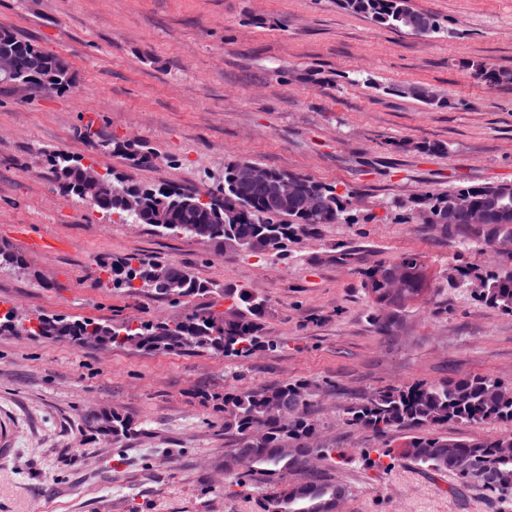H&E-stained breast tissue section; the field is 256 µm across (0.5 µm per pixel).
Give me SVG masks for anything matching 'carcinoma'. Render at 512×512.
<instances>
[{
  "label": "carcinoma",
  "mask_w": 512,
  "mask_h": 512,
  "mask_svg": "<svg viewBox=\"0 0 512 512\" xmlns=\"http://www.w3.org/2000/svg\"><path fill=\"white\" fill-rule=\"evenodd\" d=\"M340 4L344 10L389 29L421 28L427 35L442 30L435 16L414 10L409 0H340ZM5 55L13 59L11 80L28 82L47 94L69 89L71 73L65 59L3 30L0 57ZM468 68L476 78L512 83L511 70L494 69L481 62H472ZM44 163L67 195L85 201L78 190L79 160L54 152L45 155ZM235 167L234 162L224 165V176L204 195L173 187L146 186L131 178L105 174L101 197L93 207L133 224L148 225L162 234L192 236L229 252L262 255L271 260L283 256L293 237L311 234L327 224L353 223L346 207L350 197L347 192L339 194L335 187L308 175L271 169V177H295L317 198L314 210L306 208L300 197L285 205L272 199L259 185L237 182ZM470 193L474 203L485 211V225L473 230L462 220L456 234L482 249L493 248L496 237H512V184L507 182L430 194V203L418 212V217L431 224L435 209L448 206V199L455 195ZM131 194L143 197V205L136 212L128 211L124 205ZM205 195L212 202H202ZM161 264L167 268V275L157 280L152 273ZM0 266L23 269L25 257L0 246ZM389 269L404 276L410 299L421 295L425 282L422 256L412 251L394 261L381 262L365 274L363 287L373 305L372 319L384 332L397 328L403 313L409 310V305L400 301L395 304L393 319L379 317V306L387 295L384 273ZM106 272L113 288L152 293L176 307L184 306V311L170 320L137 325L72 320L62 315L39 317L29 329L31 335L64 336L74 342L91 336L102 346L131 345L146 352L207 351L240 361L261 348L274 346L264 332L267 300L251 287L216 288L199 281L189 267L159 258L123 257L112 261ZM475 281L480 283L477 292L486 304L512 314L511 266L477 275ZM211 295L227 301L228 306L218 310L214 305H186L189 297ZM500 389L498 380L480 375L385 386L348 405L345 414L349 421L381 439V446L374 449L377 460L394 457L390 435L407 431L409 435L399 455L433 471L446 472L464 485L477 484L494 496L508 499L512 497V458L503 457L501 448L512 442V434L456 439L435 432L436 427L450 422H512V399L504 398ZM313 396L311 384L304 381L224 394V430L238 435L237 447L228 456L247 449L241 464L243 477L237 486L246 488L253 479L274 476L284 480L281 490L264 500L263 512H329L330 503L347 496L344 486L303 471L300 450L317 435L316 424L308 414ZM273 406L282 407L276 416L269 414ZM96 422L105 436L118 438L130 430L129 422L112 410L100 413Z\"/></svg>",
  "instance_id": "obj_1"
}]
</instances>
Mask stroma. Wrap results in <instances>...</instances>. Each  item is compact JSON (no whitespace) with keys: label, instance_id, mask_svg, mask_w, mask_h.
<instances>
[{"label":"stroma","instance_id":"35a3bbf8","mask_svg":"<svg viewBox=\"0 0 512 512\" xmlns=\"http://www.w3.org/2000/svg\"><path fill=\"white\" fill-rule=\"evenodd\" d=\"M411 4L443 32L389 30L339 0H0V30L59 54L73 77L66 93L23 100L0 81V243L28 261L0 267V313L174 317L166 300L99 283L112 258L156 256L219 287L256 288L277 342L240 362L0 335V512H263L280 483L242 488L225 470L238 437L224 429L223 398L299 381L318 387L310 415L322 445L344 454L314 467L346 487L342 512H512V498L406 458L371 465L375 436L344 412L387 385L468 375L512 384V315L453 281L498 270L503 257L412 216L425 192L512 183V83L465 67L512 70V0ZM413 85L433 98L407 95ZM116 138L154 163L113 153ZM419 143L439 149L421 153ZM58 151L185 192L250 159L350 192L357 221L289 241L276 262L224 253L67 197L43 164ZM26 235L46 250H27ZM408 250L433 291L385 335L363 274ZM102 409L132 432L101 436ZM471 74L492 83H512V71L500 70L490 67L486 63L472 62L468 64Z\"/></svg>","mask_w":512,"mask_h":512}]
</instances>
